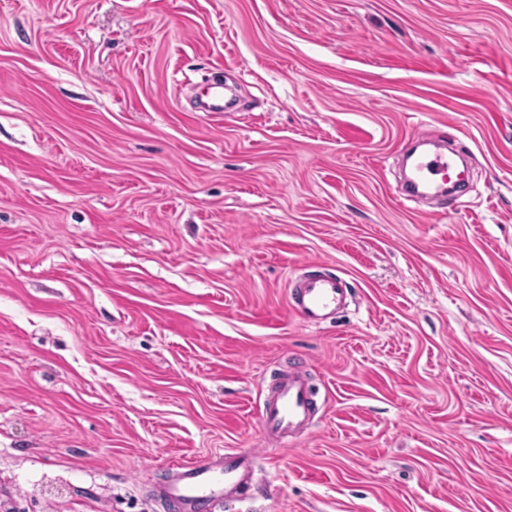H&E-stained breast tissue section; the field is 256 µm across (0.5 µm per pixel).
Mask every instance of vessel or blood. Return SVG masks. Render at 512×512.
<instances>
[{
	"label": "vessel or blood",
	"mask_w": 512,
	"mask_h": 512,
	"mask_svg": "<svg viewBox=\"0 0 512 512\" xmlns=\"http://www.w3.org/2000/svg\"><path fill=\"white\" fill-rule=\"evenodd\" d=\"M202 95L209 112H225L229 102L222 82L204 84ZM451 158L434 152L416 158L410 181V196L435 197L445 193V181ZM348 284L336 275L305 279L292 296L291 312L309 325L334 318L345 305ZM312 402L302 370H294L282 379L274 397L267 399L261 411L266 435L288 440L302 435L311 421ZM256 456L244 448L225 450L219 460L199 457L175 467L174 478L163 487L166 499L181 504L185 512H211L229 494H242L253 482Z\"/></svg>",
	"instance_id": "1"
}]
</instances>
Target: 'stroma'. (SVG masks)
<instances>
[{
	"instance_id": "obj_1",
	"label": "stroma",
	"mask_w": 512,
	"mask_h": 512,
	"mask_svg": "<svg viewBox=\"0 0 512 512\" xmlns=\"http://www.w3.org/2000/svg\"><path fill=\"white\" fill-rule=\"evenodd\" d=\"M417 134L452 206L399 193ZM228 448L214 512H512V0H0V512H182ZM201 89L203 97L206 98L204 102L206 112H228L229 101L226 100L224 85L221 81L206 82ZM348 290L346 280L334 274L309 277L292 295L290 311L306 324L321 323L344 308ZM312 402L302 366L288 372L274 397L267 399L261 411L263 431L267 436L286 440L302 435L311 421ZM256 456L252 450L230 448L219 460L199 457L175 465V477L163 487V496L181 504L186 512H203L242 494L253 482Z\"/></svg>"
}]
</instances>
